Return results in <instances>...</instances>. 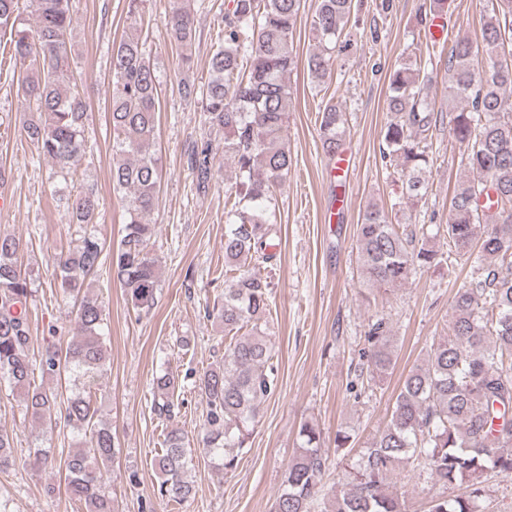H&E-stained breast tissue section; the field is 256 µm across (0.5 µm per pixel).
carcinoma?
Instances as JSON below:
<instances>
[{
  "label": "carcinoma",
  "mask_w": 512,
  "mask_h": 512,
  "mask_svg": "<svg viewBox=\"0 0 512 512\" xmlns=\"http://www.w3.org/2000/svg\"><path fill=\"white\" fill-rule=\"evenodd\" d=\"M146 0H127L132 28L144 23ZM302 0H229L209 61L206 84L182 83L184 97L200 101L209 132L221 136L224 157L234 164L235 182L224 200V274L231 279L221 302L207 317L224 328V359L193 380L206 403L203 447L218 468L234 470L247 449L260 407L277 388L278 368L262 326L269 313L272 258L277 228L275 189L292 167L286 145V77L297 65L293 45ZM354 10V0H314L312 29L317 46L305 60L320 83L332 76L338 40ZM34 17L26 27L24 15ZM166 29L183 68L194 65L196 38L191 0H173ZM12 36L15 56L26 66L23 96L37 118L25 126L34 149L66 179L84 152L87 106L74 84L69 63L72 0H0V31ZM482 46L460 39L448 47V129L465 147L467 174L458 185L448 223L434 236L448 242V256L473 258L469 280L456 290L448 335L433 341L425 363L402 380L391 415L367 446L350 459L336 483L325 481L328 452L307 421L300 424L299 448L288 461L273 512H312L321 496L328 512H405L402 466L425 470L448 489L427 512H479L487 474L512 477V62L498 50L512 47V0H489ZM386 107L391 115L381 158L395 166L407 200L425 199L429 144L438 114L428 101L430 80L419 79L407 62L388 76ZM108 111L112 124V190L125 204L126 222L117 252L106 249L97 229L100 201L87 186L68 202L80 225V245L56 258L53 288L73 300L79 333L65 351L48 345L38 365L29 357V305L34 291L18 260L26 245L0 235V385L20 395L38 424L62 420L76 433V448L64 460L66 491L80 512H114L102 487V469L112 463V425L99 418L90 392L66 398L34 383V371L65 372L87 381L108 360L105 308L90 291L104 264L130 298L136 313L155 305L159 275L147 246L154 235L159 162L154 151L159 77L145 42L132 34L112 53ZM347 104L329 101L318 112V136L326 157L341 156L347 133ZM212 140L193 146L199 183L208 181ZM357 264L369 290L393 287L443 253L429 246L411 224H394L388 212L368 204L356 224ZM370 372L382 377L393 368L391 329L384 318L364 332ZM175 378L154 380L153 409L169 419L175 409ZM193 457L185 435L163 434L153 457L160 474L157 497L174 503L191 498L188 479ZM15 465L13 437L0 431V471Z\"/></svg>",
  "instance_id": "carcinoma-1"
}]
</instances>
